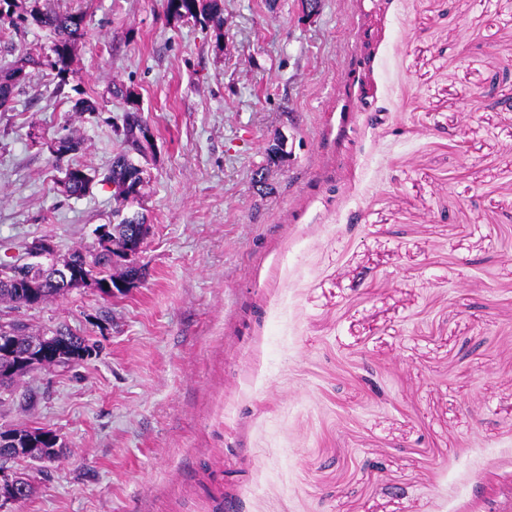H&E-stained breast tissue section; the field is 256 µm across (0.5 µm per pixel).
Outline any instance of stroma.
<instances>
[{
	"label": "stroma",
	"instance_id": "stroma-1",
	"mask_svg": "<svg viewBox=\"0 0 512 512\" xmlns=\"http://www.w3.org/2000/svg\"><path fill=\"white\" fill-rule=\"evenodd\" d=\"M38 5L89 35L64 96L32 69L0 112V263L108 222L112 186L62 195L47 142L105 171L116 84L153 138L151 232L130 293L0 305L98 347L0 389V428L63 445L11 463L20 512H512V0H224L220 32Z\"/></svg>",
	"mask_w": 512,
	"mask_h": 512
}]
</instances>
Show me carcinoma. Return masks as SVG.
Wrapping results in <instances>:
<instances>
[{
    "label": "carcinoma",
    "instance_id": "cac0c4a2",
    "mask_svg": "<svg viewBox=\"0 0 512 512\" xmlns=\"http://www.w3.org/2000/svg\"><path fill=\"white\" fill-rule=\"evenodd\" d=\"M164 8L166 15L175 21L191 19L206 25L211 23L218 32L224 26L220 0H164ZM22 25L48 31L53 41L50 53L44 55L37 51H27L16 58L9 67L0 70V109L5 111L14 103L30 67L48 69L57 79L53 94H63L69 75L73 73V48L78 41L88 35L82 13L44 12L36 4L26 3V0H0V38L9 37ZM111 93L126 98L131 104V109L124 115L120 130L128 151L113 159L108 173L104 176V180L115 185L116 198L125 203L130 194L141 193L143 180L139 177L140 169L130 157V152L142 155L150 147L149 128L130 92L115 85ZM81 146L82 141L78 138L59 136L50 142L49 150L58 162L63 156L78 152ZM62 174L69 179L64 195L75 198L89 193L96 178L95 171L80 165L67 166ZM40 250L41 241H34L26 247L27 255L33 258L34 262L0 266L1 304H8L14 308L28 306V291L32 288L39 292L43 303L55 300L70 291V286L63 277L48 273L42 263L37 261ZM111 254L110 245L102 253L77 246L61 260V263L66 266H78L85 277L93 282L110 283L131 272L141 271L139 267H132L124 272L118 269L114 273H104V270L113 268ZM9 327V335L14 337L16 348L13 355L0 357V386L8 385L17 378L35 371L33 367L27 368L18 364V360L33 342L42 344L49 340L54 345L64 342L72 357L64 363L53 361L54 365L62 368L81 363V351L88 347V339L76 336L66 329H57L49 337L29 332L28 327L20 322H12Z\"/></svg>",
    "mask_w": 512,
    "mask_h": 512
}]
</instances>
